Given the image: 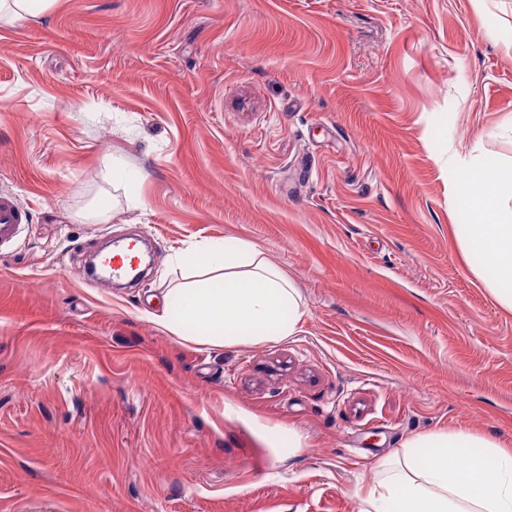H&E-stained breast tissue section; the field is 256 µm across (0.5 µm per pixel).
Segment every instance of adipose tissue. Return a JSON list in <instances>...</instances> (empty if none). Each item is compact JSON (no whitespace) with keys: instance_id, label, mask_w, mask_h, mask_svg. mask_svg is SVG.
I'll return each mask as SVG.
<instances>
[{"instance_id":"1","label":"adipose tissue","mask_w":512,"mask_h":512,"mask_svg":"<svg viewBox=\"0 0 512 512\" xmlns=\"http://www.w3.org/2000/svg\"><path fill=\"white\" fill-rule=\"evenodd\" d=\"M469 222L461 237L477 275L512 309V160H484L453 183ZM180 281L154 320L180 340L214 348L294 335L305 313L293 281L242 239L195 242L170 257ZM378 477L353 492L358 512H512V450L471 431L419 434L402 461L379 460Z\"/></svg>"}]
</instances>
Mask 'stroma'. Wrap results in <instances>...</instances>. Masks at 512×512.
<instances>
[{
    "label": "stroma",
    "mask_w": 512,
    "mask_h": 512,
    "mask_svg": "<svg viewBox=\"0 0 512 512\" xmlns=\"http://www.w3.org/2000/svg\"><path fill=\"white\" fill-rule=\"evenodd\" d=\"M512 0H58L0 22V512H357L411 437L512 448V311L456 233V164L512 157ZM138 178L111 197L112 166ZM139 235L131 288L88 254ZM244 239L296 335L152 315L169 255ZM299 451L278 458L276 429ZM26 216L8 198L0 199V243H7L15 239Z\"/></svg>",
    "instance_id": "stroma-1"
}]
</instances>
